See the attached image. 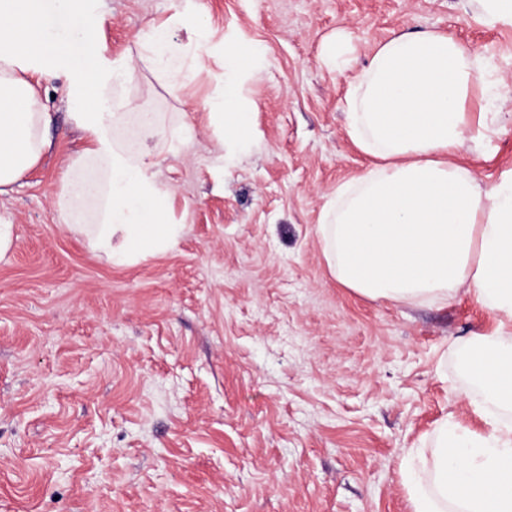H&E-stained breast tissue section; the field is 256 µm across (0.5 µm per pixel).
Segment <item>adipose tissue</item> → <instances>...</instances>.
<instances>
[{
    "instance_id": "adipose-tissue-1",
    "label": "adipose tissue",
    "mask_w": 512,
    "mask_h": 512,
    "mask_svg": "<svg viewBox=\"0 0 512 512\" xmlns=\"http://www.w3.org/2000/svg\"><path fill=\"white\" fill-rule=\"evenodd\" d=\"M77 19L58 32L43 23L47 8ZM94 0H0V194L48 151L47 113L27 74L65 71L72 118L85 147L68 165L62 210L77 212L88 192L104 206L95 224L74 230L118 263L171 248L181 225L171 222V187L160 178L145 120L142 148L127 152L129 100L112 88L131 79L130 60L103 58L94 39ZM234 56L211 104L228 151L250 143L251 113L243 79L255 75L259 49L234 42ZM153 68L179 85L190 76L167 25L152 27ZM485 102L477 125L462 110L473 94ZM502 82L484 58L453 36L403 32L382 43L345 94L346 128L372 166L339 183L319 226L323 254L337 281L372 300L445 304L461 294L498 314L493 333L462 358L483 397L474 411L490 430H439L431 456L403 463L415 512H512V176L482 186L455 162L466 143L488 141L503 110Z\"/></svg>"
}]
</instances>
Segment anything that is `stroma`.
<instances>
[{
	"mask_svg": "<svg viewBox=\"0 0 512 512\" xmlns=\"http://www.w3.org/2000/svg\"><path fill=\"white\" fill-rule=\"evenodd\" d=\"M178 0H98L97 41L132 58L118 87L136 112L189 126L158 143L175 247L115 265L65 217L61 178L82 147L67 78L38 76L51 147L0 195L14 239L0 259V512H414L402 473L447 421L486 432L461 368L493 313L371 300L331 274L318 227L338 183L370 164L346 130L349 74L394 34L431 29L486 58L512 90V26L464 0H196L171 28L194 77L171 88L147 58ZM210 50L198 52L192 27ZM261 51L246 85L255 138L227 157L208 107L225 33ZM458 163L486 185L512 173V118Z\"/></svg>",
	"mask_w": 512,
	"mask_h": 512,
	"instance_id": "1",
	"label": "stroma"
}]
</instances>
